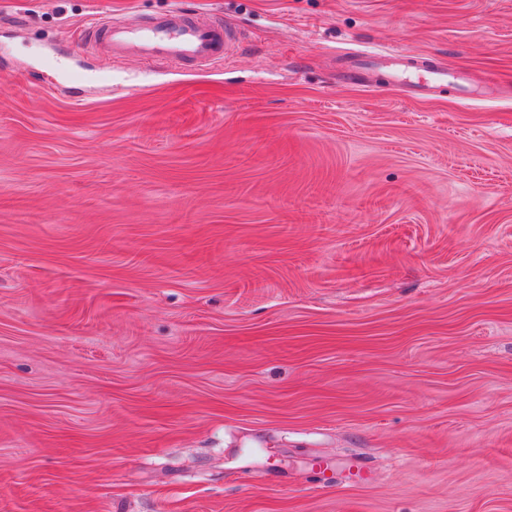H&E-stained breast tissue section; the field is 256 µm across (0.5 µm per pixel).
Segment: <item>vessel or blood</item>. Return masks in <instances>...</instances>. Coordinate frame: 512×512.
Returning <instances> with one entry per match:
<instances>
[{"instance_id":"1","label":"vessel or blood","mask_w":512,"mask_h":512,"mask_svg":"<svg viewBox=\"0 0 512 512\" xmlns=\"http://www.w3.org/2000/svg\"><path fill=\"white\" fill-rule=\"evenodd\" d=\"M241 40L240 32L230 23L214 18H190L183 10L173 9L145 25L117 18L98 21L85 45L111 59L133 55L164 64L207 66L232 56ZM377 65L387 67L398 85L405 83L408 69L423 67L425 80L405 83L410 93L419 97L430 94L448 79L447 69L432 58L408 56L396 48L359 56L350 62L347 74L358 79Z\"/></svg>"}]
</instances>
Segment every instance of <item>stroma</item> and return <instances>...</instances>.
<instances>
[{
  "mask_svg": "<svg viewBox=\"0 0 512 512\" xmlns=\"http://www.w3.org/2000/svg\"><path fill=\"white\" fill-rule=\"evenodd\" d=\"M0 512H512V0H0ZM85 46L111 59L137 56L163 64L207 66L240 47L235 26L214 18H188L173 9L144 25L126 19L99 20ZM382 65L390 70L392 81L397 85H405V92L419 97L430 94L434 89L445 83L448 79V71L440 63L432 58L424 56H408L397 48H386L381 53L359 56L350 61L347 75L360 79L363 73L372 66ZM414 65L425 68L427 74L424 81L412 82L408 85L404 82V75L408 69H414Z\"/></svg>",
  "mask_w": 512,
  "mask_h": 512,
  "instance_id": "1",
  "label": "stroma"
}]
</instances>
